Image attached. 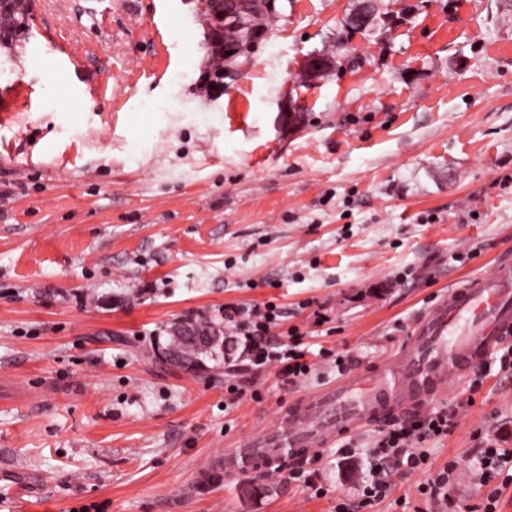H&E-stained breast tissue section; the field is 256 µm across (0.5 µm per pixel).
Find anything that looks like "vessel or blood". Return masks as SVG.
I'll return each mask as SVG.
<instances>
[{"label": "vessel or blood", "instance_id": "1", "mask_svg": "<svg viewBox=\"0 0 512 512\" xmlns=\"http://www.w3.org/2000/svg\"><path fill=\"white\" fill-rule=\"evenodd\" d=\"M512 337V262L450 290L425 309L392 360L304 394L251 441L225 449L224 478L311 458L357 429L425 411L455 392L471 369ZM43 475L0 463V498L37 495Z\"/></svg>", "mask_w": 512, "mask_h": 512}]
</instances>
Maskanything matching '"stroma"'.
I'll use <instances>...</instances> for the list:
<instances>
[{
    "label": "stroma",
    "mask_w": 512,
    "mask_h": 512,
    "mask_svg": "<svg viewBox=\"0 0 512 512\" xmlns=\"http://www.w3.org/2000/svg\"><path fill=\"white\" fill-rule=\"evenodd\" d=\"M27 0L0 47V460L40 470L28 512H333L364 461L200 483L225 448L333 382L318 355L225 406L223 353L159 354L175 323L273 302L286 334L387 362L438 296L512 253V0ZM70 60L48 66L47 36ZM327 58L310 73L307 60ZM464 262H456L458 253ZM407 282H399V275ZM326 309L317 327L311 305ZM512 448V379L448 436L456 512L478 438ZM309 464V460L292 462L288 466V480L302 483L307 490L312 492L314 497H323L326 495V492L320 485L314 483L311 478V470L307 467Z\"/></svg>",
    "instance_id": "obj_1"
}]
</instances>
